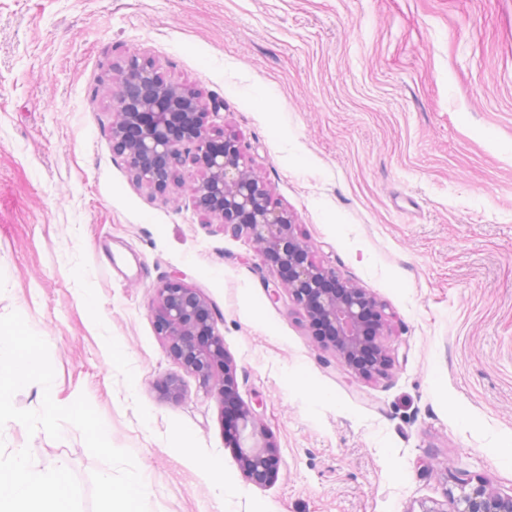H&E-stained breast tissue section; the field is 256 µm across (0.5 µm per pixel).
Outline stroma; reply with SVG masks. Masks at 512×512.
Returning <instances> with one entry per match:
<instances>
[{
    "mask_svg": "<svg viewBox=\"0 0 512 512\" xmlns=\"http://www.w3.org/2000/svg\"><path fill=\"white\" fill-rule=\"evenodd\" d=\"M132 55L223 100L216 126L317 258L382 305L387 375L321 349L188 187L132 181L105 96ZM0 271V315L46 340L56 403L86 395L146 469L149 512H424L460 478L512 491V0H0ZM172 276L212 303L280 449L268 486L193 376L176 404L156 387L178 370L151 317ZM15 448L67 459L90 512L105 465L75 427L9 422L0 454Z\"/></svg>",
    "mask_w": 512,
    "mask_h": 512,
    "instance_id": "1",
    "label": "stroma"
}]
</instances>
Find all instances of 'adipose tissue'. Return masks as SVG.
Wrapping results in <instances>:
<instances>
[{"label": "adipose tissue", "instance_id": "ef3b65f1", "mask_svg": "<svg viewBox=\"0 0 512 512\" xmlns=\"http://www.w3.org/2000/svg\"><path fill=\"white\" fill-rule=\"evenodd\" d=\"M78 497L66 460L33 463L22 448L0 456V512H71Z\"/></svg>", "mask_w": 512, "mask_h": 512}]
</instances>
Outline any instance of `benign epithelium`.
Instances as JSON below:
<instances>
[{
  "label": "benign epithelium",
  "instance_id": "7a95c632",
  "mask_svg": "<svg viewBox=\"0 0 512 512\" xmlns=\"http://www.w3.org/2000/svg\"><path fill=\"white\" fill-rule=\"evenodd\" d=\"M112 108L113 153L121 156L132 179L152 195L165 196L190 180L202 214L233 237H246L266 265L275 269L280 288L305 313L315 342L332 350L359 378L385 375L394 359L382 342L387 323L373 295L340 280L316 260L288 211L278 206L264 181L244 163L245 145L212 127L224 102L204 104L191 88L166 81L147 61L135 55L117 70L108 93ZM153 323L169 357L195 377L204 393L218 399L223 410L235 411L233 426L224 432L240 469L257 486L273 482L280 451L258 414L240 397L233 359L217 328V313L208 298L180 277L156 288ZM172 402L183 399L181 379L161 381ZM424 512H512V493L461 481L450 508Z\"/></svg>",
  "mask_w": 512,
  "mask_h": 512
}]
</instances>
